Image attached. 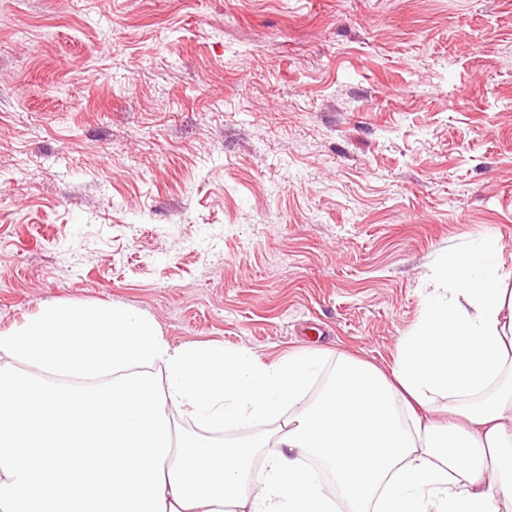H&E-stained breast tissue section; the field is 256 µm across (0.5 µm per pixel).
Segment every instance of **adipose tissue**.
I'll list each match as a JSON object with an SVG mask.
<instances>
[{
    "label": "adipose tissue",
    "mask_w": 512,
    "mask_h": 512,
    "mask_svg": "<svg viewBox=\"0 0 512 512\" xmlns=\"http://www.w3.org/2000/svg\"><path fill=\"white\" fill-rule=\"evenodd\" d=\"M441 290L389 371L325 353L261 362L245 349L175 345L122 305L42 307L0 332V361L98 380L161 370L167 407L204 426L282 420L266 439L178 436L165 459L166 512H512V274L497 239L441 256Z\"/></svg>",
    "instance_id": "ef3b65f1"
}]
</instances>
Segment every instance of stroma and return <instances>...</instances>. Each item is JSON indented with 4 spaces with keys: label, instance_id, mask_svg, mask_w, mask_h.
I'll return each instance as SVG.
<instances>
[{
    "label": "stroma",
    "instance_id": "1",
    "mask_svg": "<svg viewBox=\"0 0 512 512\" xmlns=\"http://www.w3.org/2000/svg\"><path fill=\"white\" fill-rule=\"evenodd\" d=\"M485 234L512 271V0H0V332L386 371Z\"/></svg>",
    "mask_w": 512,
    "mask_h": 512
}]
</instances>
